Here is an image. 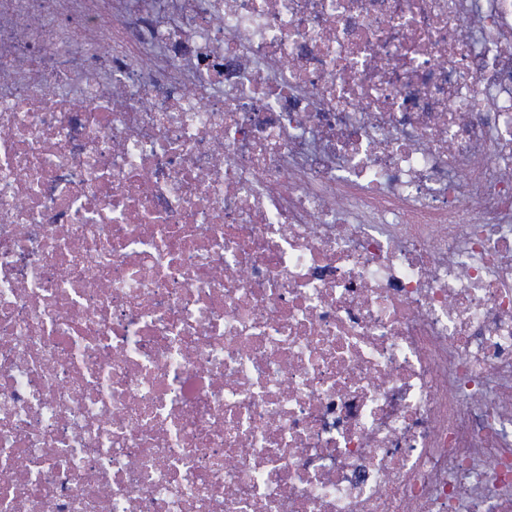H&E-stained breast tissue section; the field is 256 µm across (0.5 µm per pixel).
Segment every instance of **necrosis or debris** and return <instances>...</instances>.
<instances>
[{
  "label": "necrosis or debris",
  "instance_id": "obj_1",
  "mask_svg": "<svg viewBox=\"0 0 512 512\" xmlns=\"http://www.w3.org/2000/svg\"><path fill=\"white\" fill-rule=\"evenodd\" d=\"M0 512H512V0H0Z\"/></svg>",
  "mask_w": 512,
  "mask_h": 512
}]
</instances>
